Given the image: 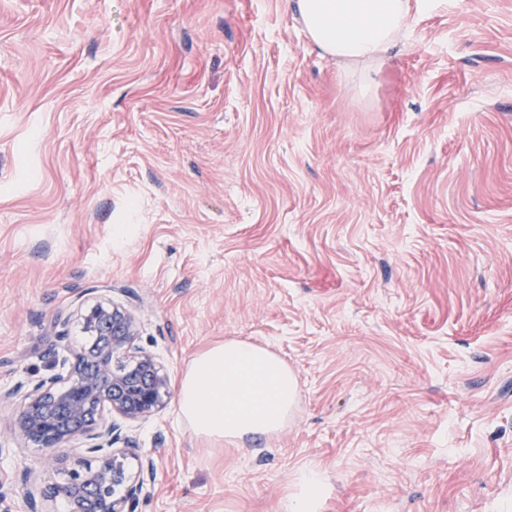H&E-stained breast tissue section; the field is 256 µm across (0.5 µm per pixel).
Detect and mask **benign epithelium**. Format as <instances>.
Returning a JSON list of instances; mask_svg holds the SVG:
<instances>
[{"label":"benign epithelium","mask_w":512,"mask_h":512,"mask_svg":"<svg viewBox=\"0 0 512 512\" xmlns=\"http://www.w3.org/2000/svg\"><path fill=\"white\" fill-rule=\"evenodd\" d=\"M81 319L94 336L73 362L54 361L58 372L37 380L23 396L12 434L29 447L61 448L83 442L102 463L70 469L48 487L47 501L65 500L72 512H137L153 480V464L132 475L126 451L115 447L117 420L139 421L159 412L170 396L155 355L139 346L140 323L126 307L96 303Z\"/></svg>","instance_id":"7a95c632"}]
</instances>
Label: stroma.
Here are the masks:
<instances>
[{"label": "stroma", "instance_id": "1", "mask_svg": "<svg viewBox=\"0 0 512 512\" xmlns=\"http://www.w3.org/2000/svg\"><path fill=\"white\" fill-rule=\"evenodd\" d=\"M289 0H0V389L136 314L167 374L141 512H512V0H440L369 91ZM293 370L273 434L180 423L190 360ZM0 405V512L60 467Z\"/></svg>", "mask_w": 512, "mask_h": 512}]
</instances>
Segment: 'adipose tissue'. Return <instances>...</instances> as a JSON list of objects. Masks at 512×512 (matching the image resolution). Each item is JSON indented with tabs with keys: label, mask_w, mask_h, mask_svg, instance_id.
<instances>
[{
	"label": "adipose tissue",
	"mask_w": 512,
	"mask_h": 512,
	"mask_svg": "<svg viewBox=\"0 0 512 512\" xmlns=\"http://www.w3.org/2000/svg\"><path fill=\"white\" fill-rule=\"evenodd\" d=\"M433 0H292L314 46L342 67L373 73ZM297 388L267 349L214 346L188 364L179 417L195 435L242 440L281 429Z\"/></svg>",
	"instance_id": "1"
}]
</instances>
